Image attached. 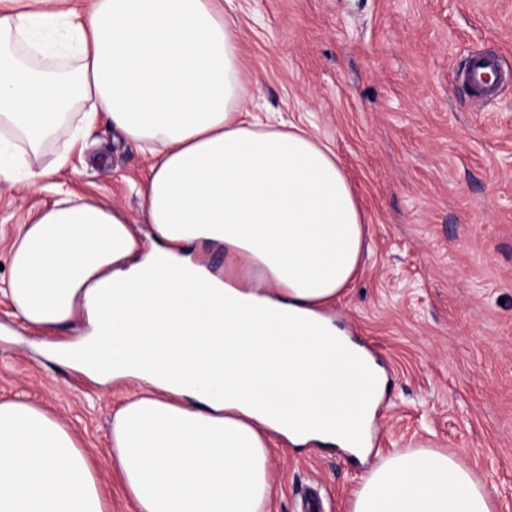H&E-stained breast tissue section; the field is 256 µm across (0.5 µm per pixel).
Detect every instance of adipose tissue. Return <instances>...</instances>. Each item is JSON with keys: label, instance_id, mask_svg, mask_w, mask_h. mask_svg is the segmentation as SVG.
<instances>
[{"label": "adipose tissue", "instance_id": "obj_1", "mask_svg": "<svg viewBox=\"0 0 512 512\" xmlns=\"http://www.w3.org/2000/svg\"><path fill=\"white\" fill-rule=\"evenodd\" d=\"M62 2L0 9V184L37 187L17 158L52 142L62 167L107 119L148 153L151 239L119 204L63 193L21 227L0 294L36 334L84 325L60 361L134 384L110 459L135 512H271L274 439L370 452L386 380L329 313L362 267L366 217L311 130L250 111L224 0ZM0 512H108L71 427L26 401H0ZM347 512L495 504L461 459L417 448L381 457Z\"/></svg>", "mask_w": 512, "mask_h": 512}]
</instances>
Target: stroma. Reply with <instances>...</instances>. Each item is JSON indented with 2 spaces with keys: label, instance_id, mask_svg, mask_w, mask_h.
I'll return each mask as SVG.
<instances>
[{
  "label": "stroma",
  "instance_id": "obj_1",
  "mask_svg": "<svg viewBox=\"0 0 512 512\" xmlns=\"http://www.w3.org/2000/svg\"><path fill=\"white\" fill-rule=\"evenodd\" d=\"M248 92L336 153L368 220L359 279L332 309L388 378L360 461L276 447L274 512L345 506L371 461L408 448L464 459L496 512H512V82L473 99L459 74L476 52L512 72V0H234ZM139 146L99 122L40 187L0 186V278L19 225L63 189L137 215ZM0 306V400L48 408L84 444L110 512H134L109 462L101 388L46 356Z\"/></svg>",
  "mask_w": 512,
  "mask_h": 512
}]
</instances>
